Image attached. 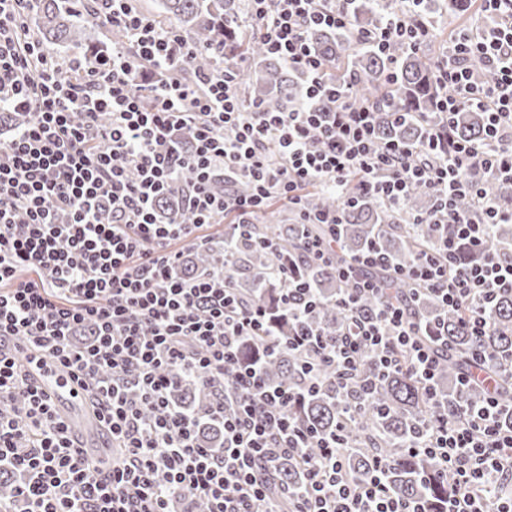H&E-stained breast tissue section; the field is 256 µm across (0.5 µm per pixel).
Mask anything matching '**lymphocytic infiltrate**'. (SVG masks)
<instances>
[{"label": "lymphocytic infiltrate", "mask_w": 512, "mask_h": 512, "mask_svg": "<svg viewBox=\"0 0 512 512\" xmlns=\"http://www.w3.org/2000/svg\"><path fill=\"white\" fill-rule=\"evenodd\" d=\"M38 2L0 0V110L28 116L0 142V475L19 477L0 512H173L186 496L204 499L207 512H429L386 482L384 462L351 480L343 432L322 435L295 419L304 391L269 386L262 369L283 349L302 359L310 385L334 369L344 421L375 406L376 371L417 380L430 411L408 451L453 475L442 512H512V430L499 422L495 377L474 364L462 382L481 390L480 401L441 400L431 384L429 328L364 275L388 266L385 253L340 263L334 242L309 239L307 260L335 264L351 284L336 299L346 322L333 336L309 327L317 301L291 265L278 271L284 288L274 313L235 297L226 266L199 279L172 275L184 250L210 241L225 217L248 227L277 199L299 223L333 229L355 204L344 192L350 179L395 208L418 182L435 204L404 221L434 235L392 274L462 311L469 335H484L486 304L512 293V260L487 245L491 225L511 224L512 213L482 187L487 177L512 181V0H481L480 18L435 61L442 119L415 144L378 143L382 104L323 81L309 35L350 29L351 0H245L265 52L306 81L303 101L278 111L243 99L223 51H214L215 67L194 69L198 47L131 0H93L102 24L126 32L124 44L59 57L31 29ZM419 4L404 0L360 40L382 51L396 43L421 49L432 23ZM318 96L329 111L310 107ZM464 106L487 116L479 142L445 131ZM184 125L194 130L187 152L177 144ZM227 174L249 180L250 192H215L214 177ZM179 181L193 219L159 221L155 203ZM309 186L343 190L340 206L309 212ZM464 196L471 212L457 208ZM364 296L379 300L366 316ZM13 336L83 390L118 450L111 467L80 448L27 358L8 348ZM249 342L257 352L245 361L240 350ZM364 355L373 373L360 369ZM190 374L212 387L205 409L185 411L169 399ZM204 422L222 427L223 451L199 442ZM286 458L300 464L304 482L276 493L271 475ZM160 473L166 484L157 483Z\"/></svg>", "instance_id": "1"}]
</instances>
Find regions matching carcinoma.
I'll return each mask as SVG.
<instances>
[{"mask_svg":"<svg viewBox=\"0 0 512 512\" xmlns=\"http://www.w3.org/2000/svg\"><path fill=\"white\" fill-rule=\"evenodd\" d=\"M155 4L156 22L175 25L178 32L200 47L201 52L194 62L196 68H211L213 60L205 48L222 45L228 63L244 55L257 60L254 69L238 73V82L254 92L253 100L265 109L279 110L286 103L301 98L303 77L265 55L260 40L245 29L240 0H155ZM396 4L397 0H355L352 5L353 30L315 32L311 42L324 58L327 78L342 84L353 74L357 77L354 91L358 96L366 98L383 94L387 97L389 107L385 111L388 115L379 123L376 132L379 142L415 143L421 136V119L437 111L436 102L441 95L433 77L434 59L422 51H411L401 45L395 46L390 53H383L361 43L357 37L358 30L372 29L384 15L394 12ZM465 8L464 0H437L424 6V12L446 14L448 20L454 21ZM84 14L87 15L86 23L80 24L74 21L78 13L59 0H41L34 18V34L46 47L78 51L110 49L108 45L87 41V26L98 24V20L89 9ZM392 68L396 78L387 84L385 76ZM391 112H408L410 116L404 121H396L389 116ZM485 124L483 112L466 107L457 113L453 133L459 140L477 141L483 136ZM215 186L234 194H245L250 190V183L240 177L218 179ZM484 188L499 207L512 210L511 183L487 178ZM306 200L308 208L314 211H329L340 203L339 196L323 189L306 193ZM432 206V197L418 185L411 188L399 208L387 207L375 197H360L356 206L345 213L344 224L337 229L339 259L345 261L362 249L375 247L387 254L393 263L408 265L429 241V236L425 229L421 235L412 236L401 220L409 213L427 212ZM156 211L164 218L176 216L186 222L191 220L179 185L159 198ZM310 233L307 226L281 223L278 211L269 209L261 223L251 225L249 235L241 233L232 224L226 225L224 233L214 235L205 248L188 252V256L174 268V273L185 279L197 278L227 256L231 259L233 285L239 296L273 307L280 296V288L276 281L267 279V275L278 270L281 263L294 261L319 302L313 325L322 334L332 336L344 322L334 297L339 289L349 288L351 284L339 281L333 267L304 260V242ZM259 239H268L273 246L263 248L257 243ZM488 245L500 253L512 252V224L492 226ZM366 274L383 281L395 297L407 294L406 287L386 270L372 269ZM414 312L419 319L432 325L442 321L448 323V350L441 351L435 380L437 392L448 399V404L459 399V379L469 368L472 353L485 355L493 364L512 361V294L499 295L488 304L490 327L479 337L461 330L459 317L463 311L448 312L427 296L414 302ZM264 372L272 384L302 382L300 363L286 348L266 361ZM332 381V371L324 370L322 389L305 397L295 411L302 424L320 433L334 430L339 417L340 394ZM209 393L204 381L189 376L174 393V402L182 409L192 410L206 403ZM377 397L378 405L346 429L348 443L363 447L361 453L348 457V475L356 480L366 479L371 474L372 458L380 457L387 462L389 483L400 495L432 501L447 496L452 476L437 474L428 461L406 452L410 439L420 433L423 418L429 412L426 395L419 384L401 373L383 374L378 381ZM499 401L505 408L500 423L504 429L512 430V412L508 411L512 406V381L502 382ZM198 438L208 448L224 447V433L217 427L202 426ZM274 480L299 485L302 473L297 465L283 460L277 466Z\"/></svg>","mask_w":512,"mask_h":512,"instance_id":"obj_1","label":"carcinoma"}]
</instances>
